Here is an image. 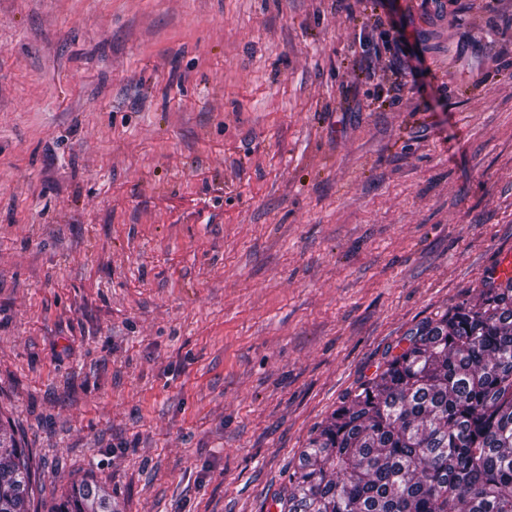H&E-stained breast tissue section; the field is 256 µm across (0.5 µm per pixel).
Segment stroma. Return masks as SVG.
<instances>
[{"instance_id":"1","label":"stroma","mask_w":512,"mask_h":512,"mask_svg":"<svg viewBox=\"0 0 512 512\" xmlns=\"http://www.w3.org/2000/svg\"><path fill=\"white\" fill-rule=\"evenodd\" d=\"M0 0V428L31 506L270 512L512 251V0ZM390 30H385L384 35L387 45L394 46V74L396 80L392 86L399 91L403 79L410 74L413 78L423 72L424 56L417 42L411 43L406 31L404 21L391 19ZM46 512H112V502L102 488L93 492L88 486L72 484L70 491Z\"/></svg>"}]
</instances>
